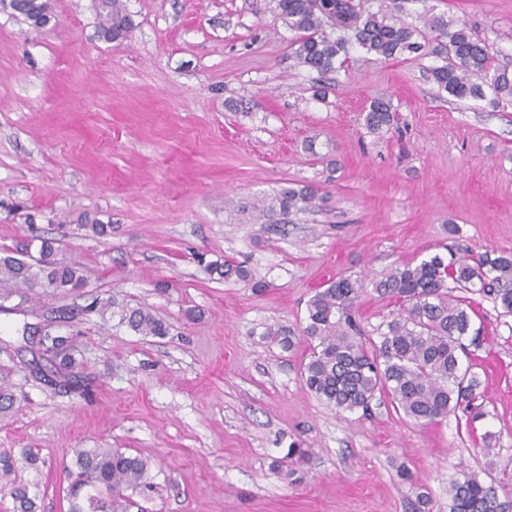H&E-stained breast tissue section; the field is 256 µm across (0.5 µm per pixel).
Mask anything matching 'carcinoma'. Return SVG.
<instances>
[{"label": "carcinoma", "instance_id": "carcinoma-1", "mask_svg": "<svg viewBox=\"0 0 512 512\" xmlns=\"http://www.w3.org/2000/svg\"><path fill=\"white\" fill-rule=\"evenodd\" d=\"M411 0H276L281 17L294 32L290 43L299 66L321 75L339 73L359 47L383 60L402 52L432 48L440 63L429 68L438 90L458 99H489L494 108L512 106V74L493 65V47L464 21L434 13L428 0H417L423 10L416 23L402 20ZM14 12L33 27L51 20L47 0H16ZM98 16L101 34L111 41L124 40L132 19L123 0H101ZM397 108L391 99L374 98L364 109V126L371 133L393 127ZM317 189L310 184L285 187L253 208L255 219L267 224L278 217L312 208ZM0 249V311L13 296L40 288L75 300L84 298L87 279L77 262L57 257L54 242L38 238ZM210 274L228 282H243L256 293L266 284L254 280L240 262L207 265ZM373 292L398 305L391 318L367 335L357 318L365 292L361 281L339 276L315 290L306 303L298 330L270 325L261 339L291 350L308 345L301 377L309 393L338 411H372L390 405L420 427L454 416L467 430L481 417L474 401L481 386L474 371V351L483 343V328L475 326L470 295L494 303L503 317H512V250L487 249L479 254L448 250L428 259L390 266L372 282ZM82 310L102 321L119 324L145 337L168 335L170 324L145 305H131L112 297H94ZM37 346L58 374L73 375L82 366L76 336L63 335L47 322ZM9 369L0 377V420L13 413L17 403ZM68 478V512H144L136 500L155 488L148 459L120 448H76ZM17 461L3 459L0 486H8L13 512H38L37 496L30 485L10 479ZM495 479L486 482L462 471L451 481L448 512H512V492L500 493Z\"/></svg>", "mask_w": 512, "mask_h": 512}]
</instances>
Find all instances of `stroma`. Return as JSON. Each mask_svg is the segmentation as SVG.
I'll list each match as a JSON object with an SVG mask.
<instances>
[{
    "instance_id": "obj_1",
    "label": "stroma",
    "mask_w": 512,
    "mask_h": 512,
    "mask_svg": "<svg viewBox=\"0 0 512 512\" xmlns=\"http://www.w3.org/2000/svg\"><path fill=\"white\" fill-rule=\"evenodd\" d=\"M48 2L43 28L0 11V247L53 239L89 293L144 304L171 329L140 336L58 297L0 313L20 398L0 454L37 456L15 477L35 484L40 512H68L76 448L150 458V512H411L419 489L448 512L462 470L512 488V317L489 300L476 306L487 341L471 432L452 417L336 411L305 389L304 348L260 339L298 327L329 279L362 281L370 329L395 308L370 290L392 263L449 244L512 249V107L438 93L431 57L357 49L332 80L296 67L275 0H126L134 29L120 43L100 37L95 0ZM431 3L512 71V0ZM379 96L399 131L364 127ZM292 183L317 187L314 209L286 224L245 213ZM227 256L265 291L212 279L206 262ZM193 307L201 319L186 318ZM56 315L87 345L80 394L30 371L23 327ZM292 447L307 456L288 459Z\"/></svg>"
}]
</instances>
